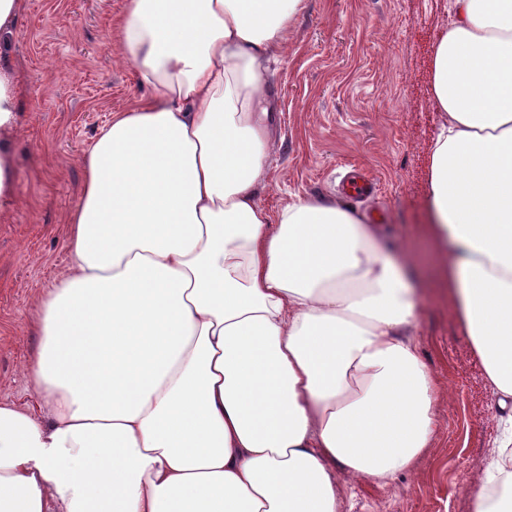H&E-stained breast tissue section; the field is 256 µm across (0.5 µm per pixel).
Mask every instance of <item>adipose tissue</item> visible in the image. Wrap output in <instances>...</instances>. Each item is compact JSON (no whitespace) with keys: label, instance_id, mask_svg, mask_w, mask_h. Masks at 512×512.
I'll use <instances>...</instances> for the list:
<instances>
[{"label":"adipose tissue","instance_id":"1","mask_svg":"<svg viewBox=\"0 0 512 512\" xmlns=\"http://www.w3.org/2000/svg\"><path fill=\"white\" fill-rule=\"evenodd\" d=\"M429 234L512 441V0H449ZM305 0H125L150 95L82 157L40 303L41 414L0 405V512H337L431 443L418 292L335 201H257L268 63Z\"/></svg>","mask_w":512,"mask_h":512}]
</instances>
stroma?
Listing matches in <instances>:
<instances>
[{
    "mask_svg": "<svg viewBox=\"0 0 512 512\" xmlns=\"http://www.w3.org/2000/svg\"><path fill=\"white\" fill-rule=\"evenodd\" d=\"M125 0H24L0 45L21 76L8 142L17 199L0 214V404L35 405L25 365L40 298L70 266L64 220L80 201V162L113 113L146 90L109 35ZM448 0H306L272 62L273 151L259 203L334 199L352 167L376 182L354 210L381 216L424 281L412 334L438 382L437 428L388 484L337 471L339 512H473L495 460L499 414L483 364L436 274L449 250L426 235L430 158L441 124L433 60Z\"/></svg>",
    "mask_w": 512,
    "mask_h": 512,
    "instance_id": "stroma-1",
    "label": "stroma"
}]
</instances>
